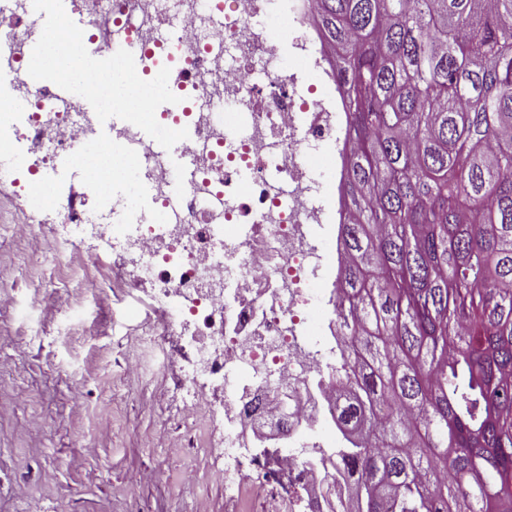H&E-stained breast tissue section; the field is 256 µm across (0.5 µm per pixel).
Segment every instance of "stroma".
<instances>
[{
    "label": "stroma",
    "instance_id": "stroma-1",
    "mask_svg": "<svg viewBox=\"0 0 512 512\" xmlns=\"http://www.w3.org/2000/svg\"><path fill=\"white\" fill-rule=\"evenodd\" d=\"M16 173L0 169V219L27 223L30 234L0 235V262L25 263L0 283L16 298L14 311L0 316V375L11 381L10 412L0 416V512H263L250 465L238 492L216 480L224 459L210 442L219 430L180 417L179 366L167 347L146 343V295L123 288L121 264L91 272L96 291L82 296L73 316L60 313L59 299L76 280L41 283L39 261L44 245L63 253L70 244L13 186ZM36 294L42 303L34 309ZM32 335L43 346L28 347ZM135 355L142 369L130 378L124 367ZM106 411L108 429L98 424ZM149 469L159 478L140 481ZM20 473L37 479L27 502L13 480Z\"/></svg>",
    "mask_w": 512,
    "mask_h": 512
}]
</instances>
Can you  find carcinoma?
<instances>
[{"instance_id":"1","label":"carcinoma","mask_w":512,"mask_h":512,"mask_svg":"<svg viewBox=\"0 0 512 512\" xmlns=\"http://www.w3.org/2000/svg\"><path fill=\"white\" fill-rule=\"evenodd\" d=\"M355 139L333 512H512V0H320Z\"/></svg>"}]
</instances>
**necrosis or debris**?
<instances>
[{
  "label": "necrosis or debris",
  "instance_id": "necrosis-or-debris-1",
  "mask_svg": "<svg viewBox=\"0 0 512 512\" xmlns=\"http://www.w3.org/2000/svg\"><path fill=\"white\" fill-rule=\"evenodd\" d=\"M271 6L272 0H233L229 9L223 0H90L101 24L88 41L113 56L124 48L115 37L158 55L163 27L173 23L180 31L178 87L195 101L185 144L198 162L194 184L171 194V167L153 142L136 135L139 121L150 116L147 106L133 108L128 124L98 144L111 155L113 172L136 164L147 169L160 219L111 199L108 178L89 165L95 122L82 112L79 97H57L52 71L37 87L17 76L12 99L0 102V145L26 142L20 166L30 174L52 169L63 155L89 172L78 198L42 193L34 183L26 188L70 238L98 240L96 253L74 249L66 265L87 269L114 255L135 257L128 284H149L146 305L162 334H193L192 345L175 349V358L208 359L210 375L220 382L225 461L265 437L277 449L266 466L271 487L265 512H287L288 500L276 487L284 477L300 491L308 512H327V461L340 444L331 386L343 359L332 338L318 336L309 314L321 302L312 280L336 270L342 254L315 243L335 210L328 197L315 196L303 152L312 141L341 144V127L323 100L308 99L278 44L258 28L257 17ZM65 28L62 22L44 25L31 5L0 12V52L22 59V30L38 31L48 41ZM257 59L268 71L261 85L252 80ZM217 100L239 107L241 128L217 120ZM233 224L251 225L252 231L230 232ZM283 387L294 408L285 423L278 396Z\"/></svg>",
  "mask_w": 512,
  "mask_h": 512
}]
</instances>
